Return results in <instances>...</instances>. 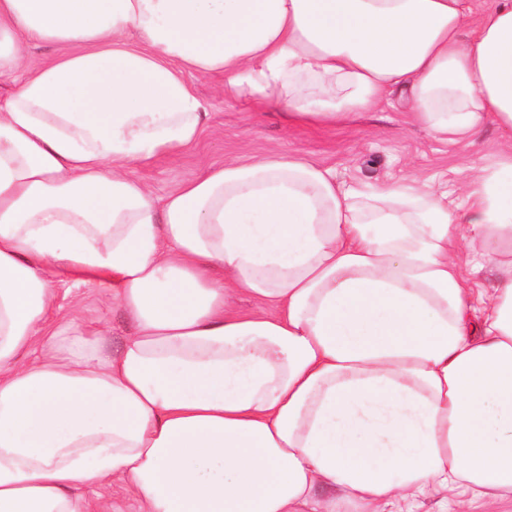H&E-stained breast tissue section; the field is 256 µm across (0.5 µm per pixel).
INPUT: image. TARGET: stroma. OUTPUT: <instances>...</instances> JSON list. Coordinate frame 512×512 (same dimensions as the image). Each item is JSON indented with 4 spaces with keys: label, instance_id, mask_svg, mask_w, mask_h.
<instances>
[{
    "label": "stroma",
    "instance_id": "obj_1",
    "mask_svg": "<svg viewBox=\"0 0 512 512\" xmlns=\"http://www.w3.org/2000/svg\"><path fill=\"white\" fill-rule=\"evenodd\" d=\"M187 80L208 104L201 137L149 162H132L127 169L131 178L148 184L160 198L224 160L246 162L271 150L334 167L337 178L348 182L375 185L419 178L459 186L470 168L489 163L512 142V133L493 126L472 142H443L409 124L399 107L367 112L357 121L333 127L291 126L279 109L258 111L248 100L224 96L218 76L193 73ZM56 288L55 319L76 313L86 318L105 315L113 329L111 343L120 341L127 324L104 295L70 282L57 283Z\"/></svg>",
    "mask_w": 512,
    "mask_h": 512
}]
</instances>
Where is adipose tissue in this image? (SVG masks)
I'll list each match as a JSON object with an SVG mask.
<instances>
[{
    "mask_svg": "<svg viewBox=\"0 0 512 512\" xmlns=\"http://www.w3.org/2000/svg\"><path fill=\"white\" fill-rule=\"evenodd\" d=\"M189 72L292 124L512 132V0H0V512L512 496V147L456 193L275 153L160 198L126 169L199 138ZM59 278L123 311L118 348L51 324ZM104 497L121 503L124 512H138V502L133 489L127 485H113L101 490Z\"/></svg>",
    "mask_w": 512,
    "mask_h": 512,
    "instance_id": "obj_1",
    "label": "adipose tissue"
}]
</instances>
